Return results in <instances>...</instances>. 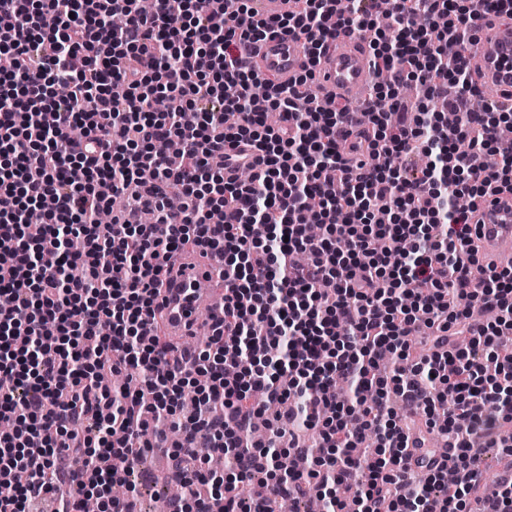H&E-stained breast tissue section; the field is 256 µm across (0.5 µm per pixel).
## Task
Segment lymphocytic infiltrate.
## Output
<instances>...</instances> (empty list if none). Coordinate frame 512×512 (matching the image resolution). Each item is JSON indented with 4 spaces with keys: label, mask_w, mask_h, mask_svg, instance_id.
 <instances>
[{
    "label": "lymphocytic infiltrate",
    "mask_w": 512,
    "mask_h": 512,
    "mask_svg": "<svg viewBox=\"0 0 512 512\" xmlns=\"http://www.w3.org/2000/svg\"><path fill=\"white\" fill-rule=\"evenodd\" d=\"M380 2L293 0L265 19L248 0H154L148 13L137 0H0V195L17 201L0 212V512H77L127 482L169 424L185 433L172 482L197 483L199 442L223 451L226 478L207 495L222 512H254L253 485L272 471L286 480L269 488L271 510L313 492L325 512L350 500L512 512V474L491 495L477 483L482 444L512 456V269L482 255L474 220L478 202L512 190V144L498 136L512 109H466L480 22L512 18V0H393L385 26ZM275 29L302 41L307 65L258 97L249 56ZM339 35L368 39L375 72H393L360 127L312 90ZM408 81L428 94L412 109ZM167 137L180 159L154 152ZM126 194L151 223L113 209ZM189 251L223 254L224 320L184 354L154 308ZM419 330L429 345L414 359ZM110 374L144 386L101 387ZM339 379L349 393L330 391ZM259 388L284 403L261 447ZM299 421L317 448L293 437L280 450ZM432 431L454 480L430 471L406 487L410 451Z\"/></svg>",
    "instance_id": "1"
}]
</instances>
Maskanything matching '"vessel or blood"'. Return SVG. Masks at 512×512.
<instances>
[{
	"label": "vessel or blood",
	"instance_id": "1",
	"mask_svg": "<svg viewBox=\"0 0 512 512\" xmlns=\"http://www.w3.org/2000/svg\"><path fill=\"white\" fill-rule=\"evenodd\" d=\"M305 56L301 41L285 32L267 34L258 41L251 66L276 82H288L301 71ZM470 64L491 86H512V25L495 23L489 34L474 42ZM320 93L349 99L359 94L375 78L366 43L346 36L329 41L317 71ZM485 219L480 226L486 253L506 249L512 256V202L488 199L481 206ZM171 290L158 301L156 318L167 335L182 337L203 328L204 321L224 317V290L217 284L207 262L183 258L177 261Z\"/></svg>",
	"mask_w": 512,
	"mask_h": 512
}]
</instances>
